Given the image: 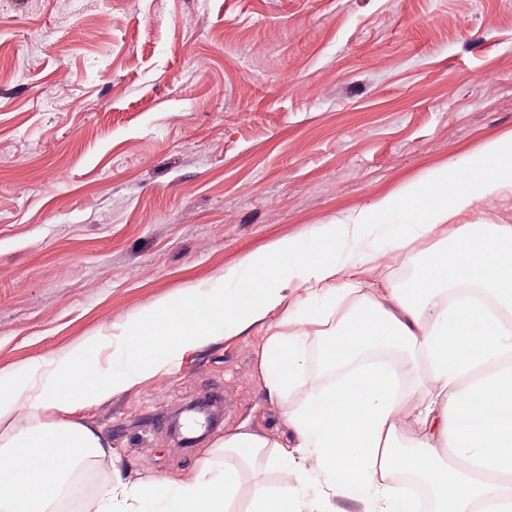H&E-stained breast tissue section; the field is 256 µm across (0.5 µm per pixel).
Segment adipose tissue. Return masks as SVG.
Instances as JSON below:
<instances>
[{
  "label": "adipose tissue",
  "mask_w": 512,
  "mask_h": 512,
  "mask_svg": "<svg viewBox=\"0 0 512 512\" xmlns=\"http://www.w3.org/2000/svg\"><path fill=\"white\" fill-rule=\"evenodd\" d=\"M512 190V133L488 139L464 164L436 168L376 199L316 240L273 241L250 255L235 285L193 289L145 307L104 374L85 344L0 375V512H54L87 461L116 462L106 438L81 423L84 406L163 372L184 353L233 335L278 309L284 284L311 299L256 352L267 397L287 401L315 350L326 381L285 415L284 431L240 427L178 480H112L90 512H234L241 473L254 480L245 512H422L403 476L428 491L432 512H512V225L468 224L424 251L412 275L367 284L349 269L359 253L408 251L437 226ZM401 212L421 214L402 226ZM48 413L26 433L25 414ZM278 474L268 483L266 471Z\"/></svg>",
  "instance_id": "adipose-tissue-1"
}]
</instances>
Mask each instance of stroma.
Returning a JSON list of instances; mask_svg holds the SVG:
<instances>
[{"instance_id": "obj_1", "label": "stroma", "mask_w": 512, "mask_h": 512, "mask_svg": "<svg viewBox=\"0 0 512 512\" xmlns=\"http://www.w3.org/2000/svg\"><path fill=\"white\" fill-rule=\"evenodd\" d=\"M492 75L491 84L480 82ZM512 130V0H0V371L97 345L143 308L233 285L245 259L311 239ZM80 421L123 478L177 480L287 405L256 364L307 292ZM220 418L187 448L173 418Z\"/></svg>"}]
</instances>
